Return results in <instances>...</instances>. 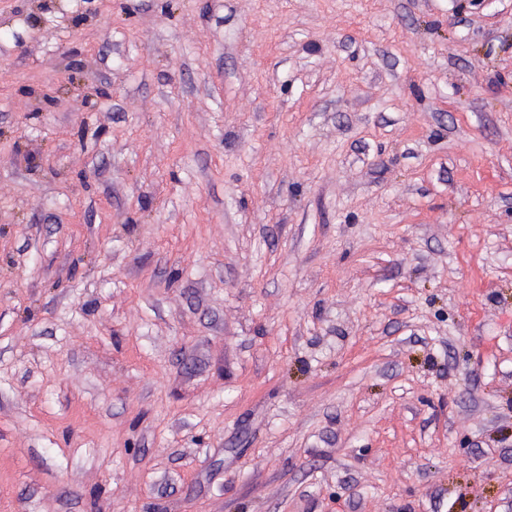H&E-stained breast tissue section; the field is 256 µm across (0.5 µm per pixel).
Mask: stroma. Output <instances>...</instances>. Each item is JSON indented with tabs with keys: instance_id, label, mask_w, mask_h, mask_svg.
<instances>
[{
	"instance_id": "35a3bbf8",
	"label": "stroma",
	"mask_w": 512,
	"mask_h": 512,
	"mask_svg": "<svg viewBox=\"0 0 512 512\" xmlns=\"http://www.w3.org/2000/svg\"><path fill=\"white\" fill-rule=\"evenodd\" d=\"M0 512H512V0H0Z\"/></svg>"
}]
</instances>
